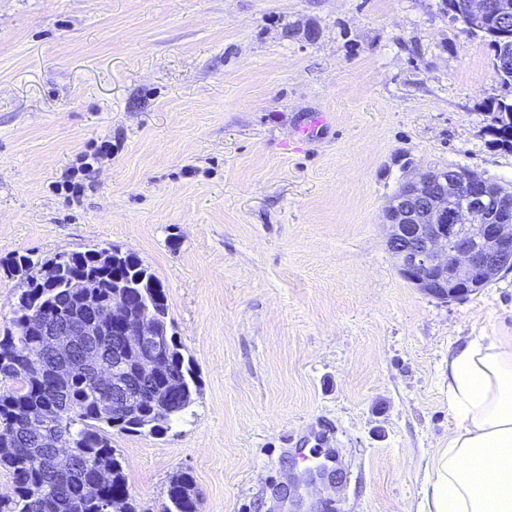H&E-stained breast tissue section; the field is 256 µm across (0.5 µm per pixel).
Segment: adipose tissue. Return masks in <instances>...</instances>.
Returning a JSON list of instances; mask_svg holds the SVG:
<instances>
[{"mask_svg": "<svg viewBox=\"0 0 512 512\" xmlns=\"http://www.w3.org/2000/svg\"><path fill=\"white\" fill-rule=\"evenodd\" d=\"M448 410L427 512H512V335L471 336L449 355Z\"/></svg>", "mask_w": 512, "mask_h": 512, "instance_id": "ef3b65f1", "label": "adipose tissue"}]
</instances>
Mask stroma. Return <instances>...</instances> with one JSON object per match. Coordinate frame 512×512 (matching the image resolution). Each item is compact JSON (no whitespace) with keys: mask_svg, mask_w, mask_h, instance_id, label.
I'll return each mask as SVG.
<instances>
[{"mask_svg":"<svg viewBox=\"0 0 512 512\" xmlns=\"http://www.w3.org/2000/svg\"><path fill=\"white\" fill-rule=\"evenodd\" d=\"M491 58L442 0H0V332L13 256L110 246L161 282L197 375L167 433L111 434L141 512L182 471L200 512H273L309 431L344 463L301 500L417 512L452 425L448 356L512 327V271L430 296L384 210L421 168L512 186ZM111 149V145L104 144L101 145L95 153L91 154L88 157H84L82 159L83 161L80 163V166L74 169V171L72 172L71 177L60 184V191L64 190L66 193L72 194L77 193L81 188V184L78 181H76L77 176L79 174L85 175L84 172L88 171L93 166L92 162H88V160L91 159L92 161H95L102 154H110Z\"/></svg>","mask_w":512,"mask_h":512,"instance_id":"35a3bbf8","label":"stroma"}]
</instances>
